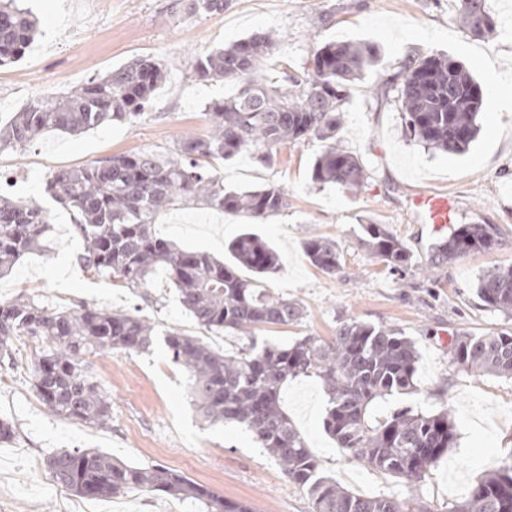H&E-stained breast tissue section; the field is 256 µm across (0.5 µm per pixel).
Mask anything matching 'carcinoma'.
Listing matches in <instances>:
<instances>
[{
	"mask_svg": "<svg viewBox=\"0 0 512 512\" xmlns=\"http://www.w3.org/2000/svg\"><path fill=\"white\" fill-rule=\"evenodd\" d=\"M475 0H459V20L472 32L490 36L496 22L488 9L478 15ZM190 15L220 14L224 0H187ZM36 23L15 0H0V65L21 59L34 40ZM269 34L243 38L196 58L195 79H224L236 94L205 106L208 131L179 140L168 153L139 151L116 155L46 179L45 192L77 214L75 229L84 240L81 265L126 288H149L164 269L182 307L201 328L214 334H241L247 349L235 356L217 353L202 340L179 331L166 333L174 362L190 375L189 395L203 418L234 422L249 431L278 462L288 480L311 497L313 512H425L408 499L363 497L325 476L281 406L290 379L316 377L327 396L324 428L346 458L397 477L422 481L454 447L456 432L448 412L424 413L410 407L386 416L371 415L379 399L416 387L418 353L401 333L363 321L342 325L331 340L304 336L292 344L263 343L255 329L299 320L302 307L273 296L266 280L279 269L275 249L245 231L227 245L229 259L177 247L152 232L157 216L190 201H203L226 213L267 217L288 207V193L267 185L247 191L224 187L209 168L250 149L271 150L312 135L326 143L311 166L315 183L354 190L366 171L358 157L337 146L340 106L355 81L378 61L367 42H330L320 48L302 77L263 69L270 58ZM165 79L164 67L138 58L105 77H93L70 92L35 100L15 113L0 131V151L24 148L48 129L80 134L144 114ZM405 133L439 151L463 154L479 134L478 116L486 106L481 85L462 62L444 54L427 55L405 67L400 89ZM50 216L32 200H0V273L26 253L49 248ZM364 241L394 271L412 266L405 244L382 224L363 225ZM490 224H463L433 244L425 271L466 254L497 245ZM310 264L328 275L341 268L336 242L311 237L304 242ZM484 307L512 314V269L478 280ZM17 336L37 337L47 346L30 368L39 401L55 416L90 426L111 420V398L91 374L89 355L112 350L142 351L152 343L154 326L129 312L93 305L49 310L33 297L0 301V366L16 367L11 351ZM451 362L482 374L512 379V331L495 336L457 334ZM53 480L77 495L98 499L134 491H158L193 499L206 512H251L192 479L161 466L129 465L97 449L60 450L47 459ZM448 512H512V460L482 476L469 497Z\"/></svg>",
	"mask_w": 512,
	"mask_h": 512,
	"instance_id": "obj_1",
	"label": "carcinoma"
}]
</instances>
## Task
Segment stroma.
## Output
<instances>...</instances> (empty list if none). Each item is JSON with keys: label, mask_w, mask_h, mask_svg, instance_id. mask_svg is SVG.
<instances>
[{"label": "stroma", "mask_w": 512, "mask_h": 512, "mask_svg": "<svg viewBox=\"0 0 512 512\" xmlns=\"http://www.w3.org/2000/svg\"><path fill=\"white\" fill-rule=\"evenodd\" d=\"M38 22L28 54L0 67V127L32 100L67 93L92 77L127 62L151 57L166 69L147 114L81 135L52 131L25 148L0 152V195L34 200L48 208L54 224L50 249L22 257L0 276V300L19 296L45 306L98 305L141 311L155 327L151 346L120 350L89 362L112 400L108 427L70 422L38 400L25 366L0 387V418L16 427L0 442V512H204L202 504L156 492L87 499L58 486L45 462L63 449L97 448L139 467L159 465L182 473L252 512H313L305 490L288 482L279 464L251 434L234 423L208 425L188 394V374L169 354L163 336L179 329L226 354L248 344L243 336L202 330L181 307L164 271H157L143 305L130 289L94 275L76 263L83 241L72 212L44 193L49 174L115 155L151 150L165 153L183 137L205 132L206 104L233 91L222 81H198L196 58L255 33L275 40L270 62L303 74L316 51L332 41H364L379 62L351 87L342 106L337 142L362 160L366 178L349 191L311 180L322 152L314 137L277 148L265 161L245 151L216 164L225 186L283 187L288 207L253 218L229 214L201 202L181 204L159 216L158 236L178 246L223 257L225 243L244 231L277 251L279 271L267 281L273 295L303 309L293 324L258 329V340L286 344L303 336L331 339L356 319L410 338L418 351L416 390L378 402L375 412L409 406L426 413L451 412L457 440L425 480L405 486L397 478L350 462L326 433L327 398L319 379L300 376L282 391V406L321 462L325 475L364 496L414 498L429 512H448L473 483L512 455V380L451 365L452 336L512 330V315L487 311L475 293L478 279L512 267V110L501 90L512 89V0H487L497 20L492 36L480 38L459 20L457 0H226L218 15L189 16L175 0H24ZM443 53L462 61L480 83L497 114V129L481 128L461 155L425 148L403 131L402 73L409 60ZM43 83L31 80L32 73ZM416 191L445 193L455 200L452 225L493 224L499 245L423 271L437 237L420 230L405 207ZM382 224L413 256L403 273L389 270L363 244V227ZM335 241L341 268L323 273L305 259L304 241Z\"/></svg>", "instance_id": "stroma-1"}]
</instances>
